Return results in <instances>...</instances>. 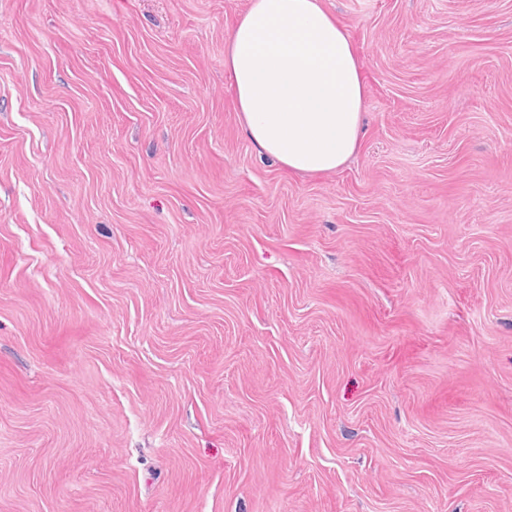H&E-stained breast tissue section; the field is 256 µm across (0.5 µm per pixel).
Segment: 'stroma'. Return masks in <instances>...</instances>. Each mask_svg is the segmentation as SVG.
I'll use <instances>...</instances> for the list:
<instances>
[{"label": "stroma", "instance_id": "1", "mask_svg": "<svg viewBox=\"0 0 512 512\" xmlns=\"http://www.w3.org/2000/svg\"><path fill=\"white\" fill-rule=\"evenodd\" d=\"M250 0H0V512H512V0H323L356 156L243 131Z\"/></svg>", "mask_w": 512, "mask_h": 512}]
</instances>
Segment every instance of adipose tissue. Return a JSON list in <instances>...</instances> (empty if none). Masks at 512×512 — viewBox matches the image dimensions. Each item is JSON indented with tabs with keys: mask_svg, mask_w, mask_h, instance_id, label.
<instances>
[{
	"mask_svg": "<svg viewBox=\"0 0 512 512\" xmlns=\"http://www.w3.org/2000/svg\"><path fill=\"white\" fill-rule=\"evenodd\" d=\"M224 70L245 133L288 171L332 172L357 152L360 64L322 0H250L227 35Z\"/></svg>",
	"mask_w": 512,
	"mask_h": 512,
	"instance_id": "1",
	"label": "adipose tissue"
}]
</instances>
